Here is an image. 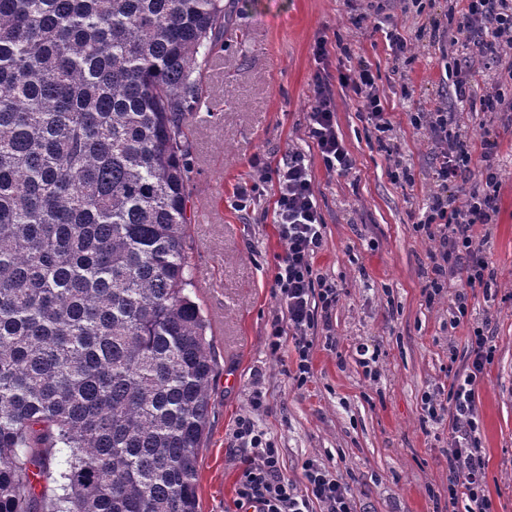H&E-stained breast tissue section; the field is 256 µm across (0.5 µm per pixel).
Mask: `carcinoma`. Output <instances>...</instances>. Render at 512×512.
I'll use <instances>...</instances> for the list:
<instances>
[{"mask_svg": "<svg viewBox=\"0 0 512 512\" xmlns=\"http://www.w3.org/2000/svg\"><path fill=\"white\" fill-rule=\"evenodd\" d=\"M223 28V0H0V512H200L183 116Z\"/></svg>", "mask_w": 512, "mask_h": 512, "instance_id": "carcinoma-1", "label": "carcinoma"}]
</instances>
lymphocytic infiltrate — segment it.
<instances>
[{
	"instance_id": "obj_1",
	"label": "lymphocytic infiltrate",
	"mask_w": 512,
	"mask_h": 512,
	"mask_svg": "<svg viewBox=\"0 0 512 512\" xmlns=\"http://www.w3.org/2000/svg\"><path fill=\"white\" fill-rule=\"evenodd\" d=\"M448 25L432 21L430 39L448 38L451 44L471 45L491 36L497 49H512V0H461ZM327 43L314 48L316 70L312 80L306 137L312 152L294 149L275 168L256 165L251 185L235 192V207L246 210L262 195L267 182H274L273 222L285 251L277 258L272 293L279 302L268 332V348L278 353L292 346L296 387H304L313 375L314 338L320 324L328 323L340 301L335 282L315 265L323 244L324 218L314 189L312 157H319L330 175L349 174L356 161L348 149L336 119L335 91L353 90L362 109L380 137L393 129L386 99L381 96L370 65L357 61L348 72L332 74L327 65ZM476 56H462L446 65L443 88L456 102L469 99L475 88H484L483 102L490 111L512 112V63L487 85H479ZM414 128L427 132L442 148L435 169L436 188L430 194L417 223L434 248L431 266L424 274L422 295L434 304L449 281H456L452 325L470 326V363L464 375L452 382L446 400L424 395L423 411L430 421L451 419L457 434L448 448V501L466 499V512H492L485 490V461L474 400V387L494 358L495 347L484 322L473 320L471 299L479 288H489L494 272L475 227L495 223L500 211L503 173L498 161L497 140L492 128L479 134L463 131L446 105L410 115ZM250 414L236 422L235 436L252 449L235 488L236 512H357L351 487L323 463L309 459L302 466L303 481L295 483L282 471L279 448L254 419L266 410L262 388L252 392Z\"/></svg>"
}]
</instances>
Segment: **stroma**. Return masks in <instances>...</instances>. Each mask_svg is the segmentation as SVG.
Listing matches in <instances>:
<instances>
[{
  "label": "stroma",
  "instance_id": "35a3bbf8",
  "mask_svg": "<svg viewBox=\"0 0 512 512\" xmlns=\"http://www.w3.org/2000/svg\"><path fill=\"white\" fill-rule=\"evenodd\" d=\"M367 0H224V37L214 49L220 67L201 74L206 109L184 116L188 135L189 206L213 203L211 221L190 224L195 297L210 323L217 369L210 386L209 434L199 457L201 512H235V482L245 451L233 430L251 413L254 388L267 410L254 414L281 453L283 471L302 482L315 459L351 485L358 512H448V459L453 423L425 422L422 397H446L469 361L468 327H451L452 295L426 304L421 289L430 241L415 232L434 190L440 147L414 129L412 112L441 99L439 75L457 48L420 36L430 19H444L448 0H423V12L385 0L386 16L413 38L412 58L395 61L382 34L352 25ZM325 38L332 68L347 67L344 48L369 62L392 116V139L414 174L413 185L388 175L390 161L350 89H336L339 129L357 164L330 176L314 164L324 217L316 257L342 290L327 335L317 336L314 376L296 388L294 352L271 354L267 334L277 307L271 285L285 245L272 216V196L235 211L236 186L254 175L253 161L276 167L288 151L305 148L315 70L313 47ZM411 98H404L402 88ZM471 128L491 124L504 178L496 223L480 227L497 276L476 291L473 315L488 319L495 358L475 386L485 459V486L494 512H512V115L484 112L481 99L462 108ZM378 352V376L365 378L356 347ZM233 384H225L226 376Z\"/></svg>",
  "mask_w": 512,
  "mask_h": 512
}]
</instances>
